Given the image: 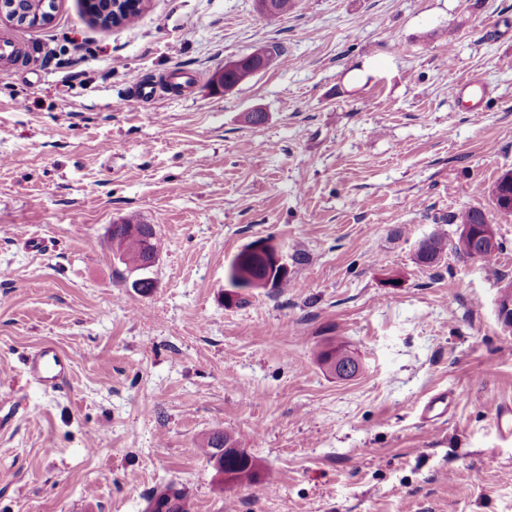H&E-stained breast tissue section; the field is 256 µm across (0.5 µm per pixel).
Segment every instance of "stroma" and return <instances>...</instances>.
Wrapping results in <instances>:
<instances>
[{"mask_svg": "<svg viewBox=\"0 0 512 512\" xmlns=\"http://www.w3.org/2000/svg\"><path fill=\"white\" fill-rule=\"evenodd\" d=\"M1 37L19 55L0 63V512H146L169 483L190 512H512V436L486 406L512 407V216L488 193L512 171V0H143L110 30L59 0ZM471 76L479 114L449 94ZM469 207L502 251L418 263ZM126 220L161 239L147 293L108 238ZM262 240L289 287H231ZM331 342L356 377L321 365ZM46 344L72 358L58 390L26 373ZM216 430L255 484L218 483ZM448 247V240L438 234H433L419 242L417 260L425 265H432ZM236 444L237 441L230 434L224 431H215L204 440L201 450L209 460L220 448H224V458H226L225 452L226 455L230 453L227 450L235 447ZM209 462L214 468L218 466L217 457Z\"/></svg>", "mask_w": 512, "mask_h": 512, "instance_id": "35a3bbf8", "label": "stroma"}]
</instances>
